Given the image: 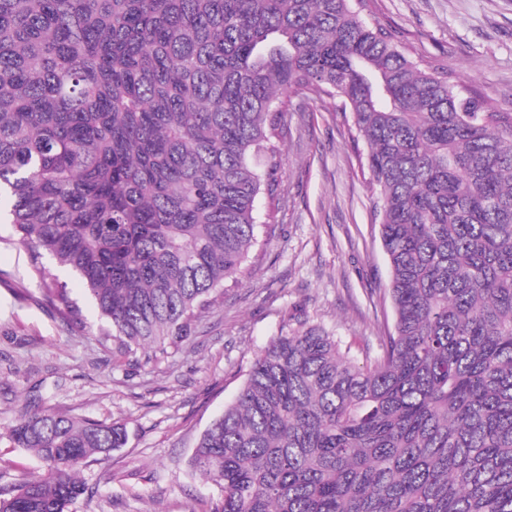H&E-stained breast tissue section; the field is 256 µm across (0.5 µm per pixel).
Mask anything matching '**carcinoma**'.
<instances>
[{
  "instance_id": "1",
  "label": "carcinoma",
  "mask_w": 512,
  "mask_h": 512,
  "mask_svg": "<svg viewBox=\"0 0 512 512\" xmlns=\"http://www.w3.org/2000/svg\"><path fill=\"white\" fill-rule=\"evenodd\" d=\"M290 90L366 150L394 332L366 363L297 321L190 468L212 512H512V112L427 72L355 0H0V204L44 275L79 277L113 359L160 363L241 272ZM44 293L93 333L65 281ZM43 476L0 512H69L126 431L25 413Z\"/></svg>"
}]
</instances>
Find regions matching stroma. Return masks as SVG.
I'll return each instance as SVG.
<instances>
[{
    "label": "stroma",
    "mask_w": 512,
    "mask_h": 512,
    "mask_svg": "<svg viewBox=\"0 0 512 512\" xmlns=\"http://www.w3.org/2000/svg\"><path fill=\"white\" fill-rule=\"evenodd\" d=\"M362 16L392 30L422 68L447 70L512 110V0H365ZM288 98L278 195L257 202L259 243L162 364L115 366L95 337L71 333L43 290L56 279L75 289L77 279L51 259L35 278L26 249L0 224V496L45 472L11 439L36 388L43 409L127 433L123 448L83 465L89 493L71 512H211L221 490L188 461L291 316L355 349L392 330L388 261L349 116L312 95Z\"/></svg>",
    "instance_id": "stroma-1"
}]
</instances>
